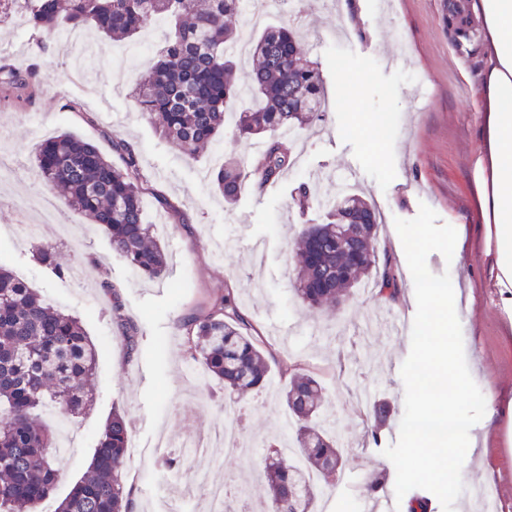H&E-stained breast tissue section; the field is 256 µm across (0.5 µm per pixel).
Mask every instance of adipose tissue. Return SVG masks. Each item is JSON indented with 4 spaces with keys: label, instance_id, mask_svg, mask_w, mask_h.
<instances>
[{
    "label": "adipose tissue",
    "instance_id": "adipose-tissue-1",
    "mask_svg": "<svg viewBox=\"0 0 512 512\" xmlns=\"http://www.w3.org/2000/svg\"><path fill=\"white\" fill-rule=\"evenodd\" d=\"M483 42L476 58L482 153L477 221L490 225L498 267L512 278V0H469Z\"/></svg>",
    "mask_w": 512,
    "mask_h": 512
}]
</instances>
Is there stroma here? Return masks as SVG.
<instances>
[{
    "instance_id": "35a3bbf8",
    "label": "stroma",
    "mask_w": 512,
    "mask_h": 512,
    "mask_svg": "<svg viewBox=\"0 0 512 512\" xmlns=\"http://www.w3.org/2000/svg\"><path fill=\"white\" fill-rule=\"evenodd\" d=\"M445 0H357V24L347 19L346 5L324 13L318 0H283L270 8L267 0H245L233 24L239 33L234 55L239 69H248L246 50L263 27L285 23L317 61L326 90L323 117L287 138L294 165L277 184L258 193L245 188L239 202L225 206L212 185L213 172L225 157L249 162L255 141L237 138L225 128L213 146L188 157L137 111L128 93L156 57L169 32L164 18L152 20L134 39L114 42L93 38L90 84L74 80L63 47L52 36L29 27H0V62L31 66L36 92L28 103L0 86V139L13 163L0 179V265L24 273L43 298L82 320L97 346L94 401L79 417L67 420L57 412L40 419L68 448L56 462L60 477L42 512H55L59 502L86 471L113 410L125 411L131 439L140 450L131 454L125 482L135 490L137 512H208V500L186 496L175 470L162 466L179 458L184 468L209 483L239 485L249 502L266 499L237 454L220 460L183 457L178 448H155L159 432L180 436L184 429L211 434L234 418L242 441H264L281 432L288 410L281 398L287 383L271 373L268 389L224 406V387L198 375L187 353L180 320L202 314L226 287L237 288L255 328L290 360L317 372L332 403L336 431L344 444L345 467L335 488L323 496L320 512H359L364 486L372 470L394 473L383 446L396 443L404 414L401 366L410 351L409 337L370 329L373 315L383 310L372 283L355 288L341 306L308 313L296 295V272L290 248L298 232L321 223L323 212L312 207L298 215L289 206L300 183L321 173L323 197L336 196L338 181L349 169L359 180L350 191L361 194L381 215L379 239L395 259L403 280L400 311H415L414 283L395 219L414 218L427 204L441 222L465 229L461 251L466 268L447 265L434 252L427 266L434 274L449 273L456 284V312L463 333L470 373L485 400L512 399V284L496 277L494 247L479 230L475 212L474 169L480 155L475 52H459L449 41L443 21ZM409 43V54L393 63L390 50L397 37ZM427 85L420 104L411 97ZM69 132L117 159L113 139L133 142L141 155L146 186L143 217L164 248V278L142 277L112 251L107 234L80 211L62 206L60 219L81 237L71 249L54 224L41 225L36 241L15 233L17 200L50 192L33 163L45 138ZM54 245L63 265L85 269V281L57 277L38 264L33 249ZM115 286L106 294L102 281ZM120 298L126 318L138 328L139 345L128 355L110 316L113 298ZM384 400L394 413L382 446L364 436L367 401ZM472 453L464 462V486L496 489L501 512H512V419L475 425Z\"/></svg>"
}]
</instances>
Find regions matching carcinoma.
Here are the masks:
<instances>
[{"mask_svg":"<svg viewBox=\"0 0 512 512\" xmlns=\"http://www.w3.org/2000/svg\"><path fill=\"white\" fill-rule=\"evenodd\" d=\"M242 0H0V25L19 9L27 25L52 34L62 25L87 24L112 39L135 36L155 17L170 25L157 61L131 90L135 106L183 154L195 155L226 127V117L240 99L257 105L236 113L235 135L259 139L263 148L244 169L232 158L213 173L224 202L236 203L247 183L279 180L292 165L283 134L298 133L319 120L325 101L317 62L286 26L266 29L252 44L254 62L246 77L238 74L231 49L238 40L232 19ZM456 48L479 36L462 6ZM32 69L0 67L3 86L31 87ZM122 165L96 146L69 133L43 141L37 149L38 174L66 194V203L106 231L112 251L141 275L163 278L168 269L162 246L151 236L142 211L143 180L139 154L118 144ZM325 211L324 222L302 230L298 238L296 291L311 310L345 301L364 279L373 278L378 296L399 301V272L390 255L379 252V213L362 196L349 193L334 200L318 198L303 182L289 206L305 214L313 205ZM35 259L63 277L55 250L40 245ZM127 349H137L136 327L112 303ZM192 359L201 373L224 383L241 397L265 386L271 366L290 375L284 402L292 425L287 429L299 460L284 443L271 439L274 452L252 461L251 470L269 492L271 512H317L318 498L336 485L344 467L339 438L329 416L322 381L299 365L279 358L240 312L232 288L200 316L180 325ZM97 348L78 316L46 302L29 284L0 265V512H36L59 480V456L53 435L38 419L51 405L77 417L93 401L89 381ZM391 417L385 401L370 403L367 421L373 442ZM131 427L127 415L112 412L85 475L60 501L56 512H132V490L124 482Z\"/></svg>","mask_w":512,"mask_h":512,"instance_id":"cac0c4a2","label":"carcinoma"}]
</instances>
